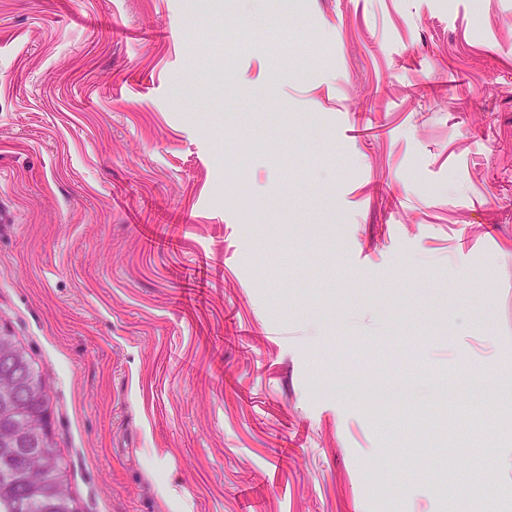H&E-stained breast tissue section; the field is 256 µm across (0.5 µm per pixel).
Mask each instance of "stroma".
<instances>
[{"mask_svg":"<svg viewBox=\"0 0 512 512\" xmlns=\"http://www.w3.org/2000/svg\"><path fill=\"white\" fill-rule=\"evenodd\" d=\"M1 329L82 512H512V0H0ZM26 354L29 362L27 365L17 368L18 380H21L22 385L27 382L28 387H32L34 392L30 400L25 403L2 400L0 396V429L12 425H26V418L37 411L49 410L51 412V396L46 378L29 353L26 352ZM351 391L359 401L376 402L380 405L390 404L393 400H400L405 393L402 391L390 393L358 384L352 386Z\"/></svg>","mask_w":512,"mask_h":512,"instance_id":"35a3bbf8","label":"stroma"}]
</instances>
